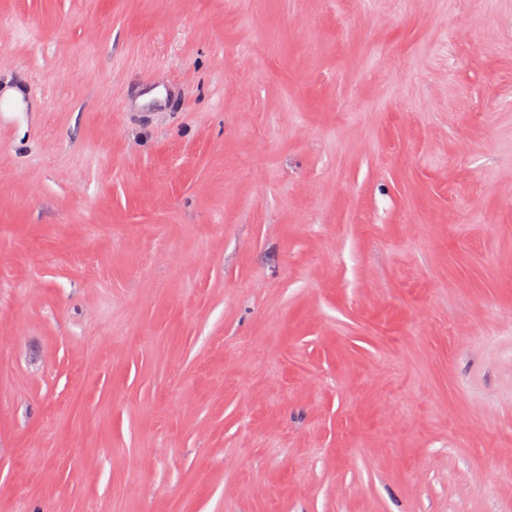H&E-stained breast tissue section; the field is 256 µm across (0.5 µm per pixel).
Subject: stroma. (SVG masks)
I'll return each instance as SVG.
<instances>
[{
	"mask_svg": "<svg viewBox=\"0 0 512 512\" xmlns=\"http://www.w3.org/2000/svg\"><path fill=\"white\" fill-rule=\"evenodd\" d=\"M1 25L0 512H512V0ZM146 86H148V90L134 97H128L122 101V109L127 111L128 109H133L135 106L140 105L138 102L139 96L144 94L151 93L155 90H163L165 92V97L163 99L152 98L148 102L144 104H153V105H161L163 101L168 98L170 92V82L166 80V77L161 75L152 76L147 82Z\"/></svg>",
	"mask_w": 512,
	"mask_h": 512,
	"instance_id": "stroma-1",
	"label": "stroma"
}]
</instances>
